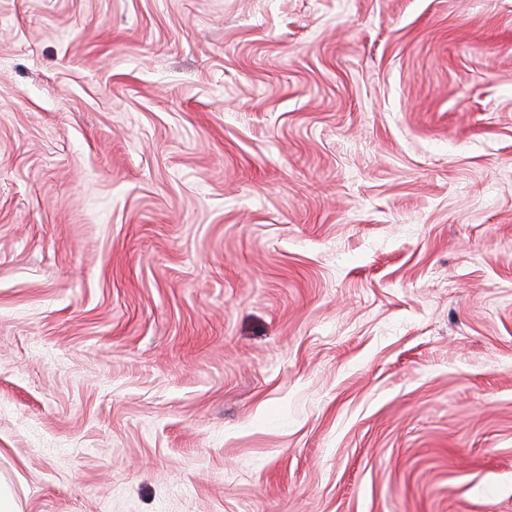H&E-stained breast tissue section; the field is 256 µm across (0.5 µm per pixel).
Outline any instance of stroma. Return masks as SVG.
<instances>
[{"mask_svg":"<svg viewBox=\"0 0 512 512\" xmlns=\"http://www.w3.org/2000/svg\"><path fill=\"white\" fill-rule=\"evenodd\" d=\"M21 512H512V0H0Z\"/></svg>","mask_w":512,"mask_h":512,"instance_id":"stroma-1","label":"stroma"}]
</instances>
